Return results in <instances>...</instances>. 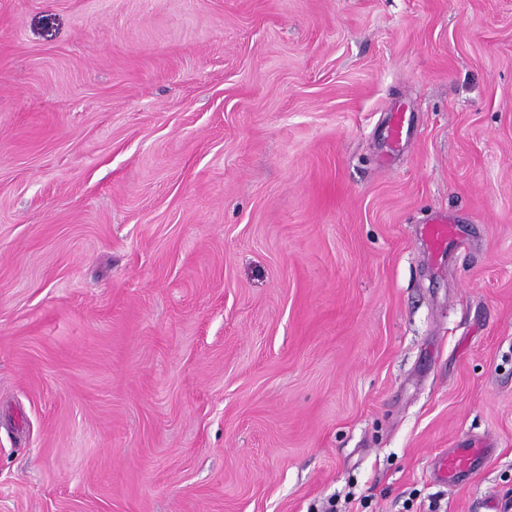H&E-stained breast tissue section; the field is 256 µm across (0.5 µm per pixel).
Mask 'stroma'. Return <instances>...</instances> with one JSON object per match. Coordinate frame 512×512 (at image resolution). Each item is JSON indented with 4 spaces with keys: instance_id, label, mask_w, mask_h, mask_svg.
Returning a JSON list of instances; mask_svg holds the SVG:
<instances>
[{
    "instance_id": "obj_1",
    "label": "stroma",
    "mask_w": 512,
    "mask_h": 512,
    "mask_svg": "<svg viewBox=\"0 0 512 512\" xmlns=\"http://www.w3.org/2000/svg\"><path fill=\"white\" fill-rule=\"evenodd\" d=\"M331 499L512 512V0H0V512ZM448 224V225H447ZM452 224L448 216H437L424 226V236L431 250L441 249L452 235ZM464 446L452 448L448 451V455L440 459V465L436 473L439 480L459 482L481 464L487 456V448L470 446V444Z\"/></svg>"
}]
</instances>
